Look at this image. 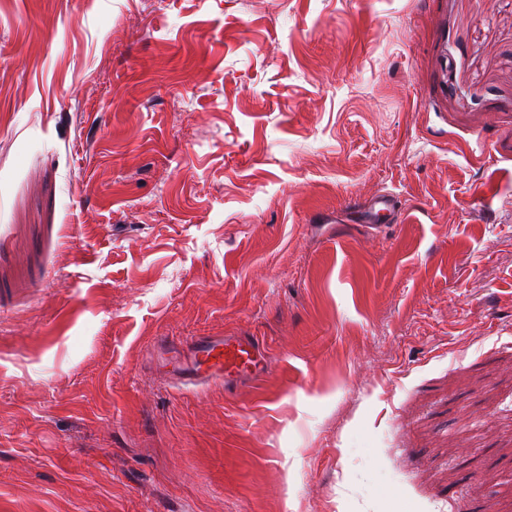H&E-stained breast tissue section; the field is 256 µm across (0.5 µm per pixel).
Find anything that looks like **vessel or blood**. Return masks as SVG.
<instances>
[{"instance_id": "vessel-or-blood-1", "label": "vessel or blood", "mask_w": 512, "mask_h": 512, "mask_svg": "<svg viewBox=\"0 0 512 512\" xmlns=\"http://www.w3.org/2000/svg\"><path fill=\"white\" fill-rule=\"evenodd\" d=\"M189 363L173 374V385L201 388L214 382L232 383L263 368L258 346L242 337L195 336L187 346Z\"/></svg>"}]
</instances>
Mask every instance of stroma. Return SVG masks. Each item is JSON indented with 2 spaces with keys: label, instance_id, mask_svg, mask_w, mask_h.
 <instances>
[{
  "label": "stroma",
  "instance_id": "stroma-1",
  "mask_svg": "<svg viewBox=\"0 0 512 512\" xmlns=\"http://www.w3.org/2000/svg\"><path fill=\"white\" fill-rule=\"evenodd\" d=\"M0 512H512V0H0ZM189 364L170 376L173 385L201 388L252 376L263 368L258 346L242 337L195 336L187 345Z\"/></svg>",
  "mask_w": 512,
  "mask_h": 512
}]
</instances>
